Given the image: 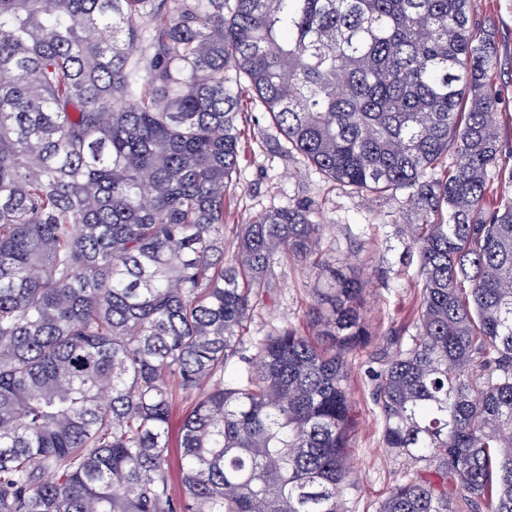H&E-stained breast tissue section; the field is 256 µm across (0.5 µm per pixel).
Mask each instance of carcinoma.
<instances>
[{
	"label": "carcinoma",
	"mask_w": 512,
	"mask_h": 512,
	"mask_svg": "<svg viewBox=\"0 0 512 512\" xmlns=\"http://www.w3.org/2000/svg\"><path fill=\"white\" fill-rule=\"evenodd\" d=\"M469 4L0 0V512H340L359 283L332 272L312 335H250L323 225L283 206L224 253L244 92L323 176L419 216V321L374 397L426 469L377 512H512V201L488 203L498 51ZM168 376L193 400L178 499Z\"/></svg>",
	"instance_id": "cac0c4a2"
}]
</instances>
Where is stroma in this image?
Here are the masks:
<instances>
[{"label":"stroma","mask_w":512,"mask_h":512,"mask_svg":"<svg viewBox=\"0 0 512 512\" xmlns=\"http://www.w3.org/2000/svg\"><path fill=\"white\" fill-rule=\"evenodd\" d=\"M470 14L476 25L493 27L497 33L500 69L493 83L500 92L497 132L503 151L491 171V191L494 200L505 202L512 200V0H471ZM242 106L249 121L237 183L224 206L225 245H233L237 225L260 212L298 202L309 205L312 220L323 225L325 245L319 264L284 261L276 267L275 286L256 312L251 333L262 336L275 326H305L313 292L324 286L329 270L360 280L359 305L371 337L365 346L344 355L352 407L347 444L354 474L339 507L341 512H375L388 491L418 469L408 457L383 448L373 397L374 373L414 333L419 317L418 256L409 232L417 217L404 206L403 192L356 194L323 178L301 154L280 151L278 135L261 109L247 99ZM172 394L168 483L178 496V430L191 403L180 389Z\"/></svg>","instance_id":"obj_1"}]
</instances>
